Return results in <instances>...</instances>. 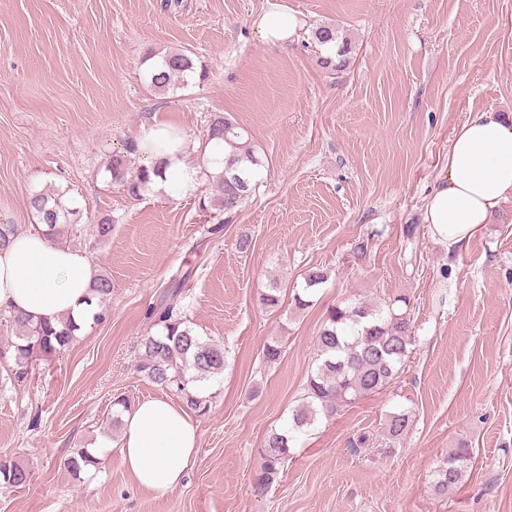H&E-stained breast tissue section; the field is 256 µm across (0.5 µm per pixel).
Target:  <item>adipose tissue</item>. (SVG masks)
I'll use <instances>...</instances> for the list:
<instances>
[{
	"label": "adipose tissue",
	"instance_id": "1",
	"mask_svg": "<svg viewBox=\"0 0 512 512\" xmlns=\"http://www.w3.org/2000/svg\"><path fill=\"white\" fill-rule=\"evenodd\" d=\"M167 131L153 130L135 150L147 162H167L184 185L196 170L182 162L184 143L163 146ZM512 198V122L493 112L469 118L448 145V166L427 198L423 219L449 247L468 242L501 204ZM96 271L82 252L59 245L45 225L11 236L0 250V307L33 320L70 315L90 322L88 303ZM121 463L152 492L176 487L199 447L197 428L179 406L161 399L134 403L123 413Z\"/></svg>",
	"mask_w": 512,
	"mask_h": 512
}]
</instances>
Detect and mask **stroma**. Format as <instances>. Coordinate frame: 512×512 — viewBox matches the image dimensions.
Returning a JSON list of instances; mask_svg holds the SVG:
<instances>
[{
    "mask_svg": "<svg viewBox=\"0 0 512 512\" xmlns=\"http://www.w3.org/2000/svg\"><path fill=\"white\" fill-rule=\"evenodd\" d=\"M275 6L303 23L283 44L255 31ZM322 25L349 39L341 70L319 62ZM171 48L193 51L207 79L157 92L145 57ZM477 112L512 116V0H0V224L33 228L30 196L51 189L82 223L114 224L107 242L80 245L112 280L106 320L24 374L0 363V456L33 474L0 482V512H512V198L459 248L423 222L449 140ZM217 114L264 160L223 231L208 233L198 208L206 181L174 176L137 200L113 185L112 156L162 124L182 132L195 167ZM188 265L184 313L223 346L224 371L193 418V463L160 495L123 467L112 402L164 397L136 354L149 305ZM313 267L328 280L297 309ZM274 285L282 303L263 307ZM396 297L414 336L398 378L294 441L257 493L260 452L302 398L331 310ZM273 340L282 354L269 363ZM399 410L411 426L391 452L350 451L357 435L382 440ZM461 445L473 468L437 493L432 474ZM76 448L101 451L78 479L61 465Z\"/></svg>",
    "mask_w": 512,
    "mask_h": 512,
    "instance_id": "1",
    "label": "stroma"
}]
</instances>
